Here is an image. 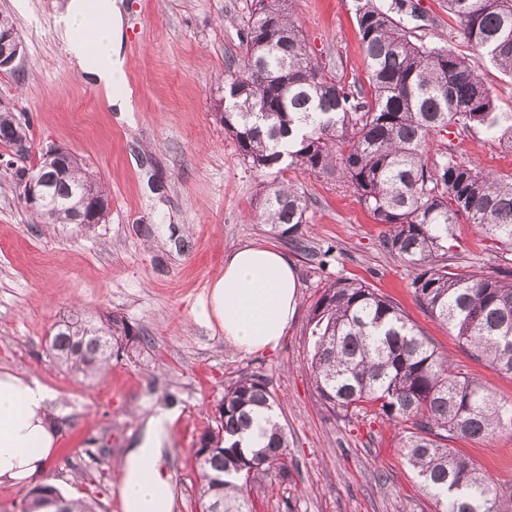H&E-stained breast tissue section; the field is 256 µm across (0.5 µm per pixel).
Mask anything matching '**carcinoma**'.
I'll return each instance as SVG.
<instances>
[{
  "instance_id": "obj_1",
  "label": "carcinoma",
  "mask_w": 512,
  "mask_h": 512,
  "mask_svg": "<svg viewBox=\"0 0 512 512\" xmlns=\"http://www.w3.org/2000/svg\"><path fill=\"white\" fill-rule=\"evenodd\" d=\"M292 0H252L242 59L226 64L224 130L258 172L298 167L346 182L377 223L384 247L412 271L416 301L448 325L474 356L512 376V270L472 274L448 269V241L460 219L512 255V176L505 179L456 160L453 150L429 162V138L453 127L482 129L512 143V113L495 111L480 73L488 58L512 76V0H448L453 35L477 51L473 57L445 45L412 40L402 17L422 18L414 0L387 9L361 0L356 21L365 51L368 86L346 88L307 50ZM245 92L237 98L230 87ZM30 139L28 126L0 110V143ZM52 180L44 224H72L80 187L101 182L80 159L64 174L45 157L17 170ZM310 200L274 179L262 190L259 220L292 242L307 223ZM307 371L320 402L357 413L370 406L389 423L408 425L401 452L441 512H512V495L485 482L477 466L448 447L458 437L512 431V402L501 401L462 376L436 352L404 311L368 285L327 282L308 320ZM145 338L117 314L71 313L54 326L47 354L85 378L107 372L112 359L141 354ZM269 382L245 373L224 387L213 424L193 448L201 512H252L251 492L276 475L288 479V433L272 413ZM55 512H101L90 500H68L55 487L31 489L23 512L43 505Z\"/></svg>"
}]
</instances>
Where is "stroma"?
<instances>
[{
	"label": "stroma",
	"instance_id": "stroma-1",
	"mask_svg": "<svg viewBox=\"0 0 512 512\" xmlns=\"http://www.w3.org/2000/svg\"><path fill=\"white\" fill-rule=\"evenodd\" d=\"M427 28L413 36L451 43L448 0H417ZM357 0H293L309 51L345 85L366 82L356 23ZM125 92L133 110L116 120L102 91L72 68L58 40L55 0H0L23 42L19 68L0 72V108L30 125L28 160L0 144V369L37 378L56 396L58 428L51 480L67 495L97 498L122 512L120 464L158 409L177 417L165 441L164 466L176 486L175 512H200L191 449L211 422L224 388L241 374L263 376L278 398L288 432L285 483L254 489L255 512H437L435 499L401 451L405 425L375 412L347 418L323 406L305 371L306 322L325 283L362 281L396 302L449 356L456 369L512 400V377L493 370L455 332L420 307L411 270L382 244L378 224L340 179L291 168L281 180L311 199L302 248L260 223L255 206L268 174L242 159L220 120L228 57L242 53L251 0H125ZM52 146L69 148L100 179L111 203L105 223L41 224L22 198L14 172ZM453 147L460 162L512 175V146L475 132L430 138L429 159ZM153 236H145V226ZM451 267L485 274L503 261L498 245L471 224L456 227ZM264 242L288 254L300 281L298 314L275 352L245 353L223 333L196 322L193 310L224 269L225 254ZM125 316L149 340L139 356L113 362L90 380L57 366L46 345L56 323L75 310ZM102 453L91 459L88 439ZM495 491H512V432L453 440Z\"/></svg>",
	"mask_w": 512,
	"mask_h": 512
}]
</instances>
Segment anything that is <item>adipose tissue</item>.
<instances>
[{"label":"adipose tissue","instance_id":"adipose-tissue-1","mask_svg":"<svg viewBox=\"0 0 512 512\" xmlns=\"http://www.w3.org/2000/svg\"><path fill=\"white\" fill-rule=\"evenodd\" d=\"M123 0H62L54 29L71 65L100 88L108 111L126 115L123 91L127 40ZM298 279L288 255L262 244L237 248L208 289L196 319L218 327L226 343L244 352L277 349L297 312ZM54 394L37 379L0 371V486L46 481L55 459ZM174 419L160 410L122 463L124 512H174L171 476L161 466Z\"/></svg>","mask_w":512,"mask_h":512}]
</instances>
